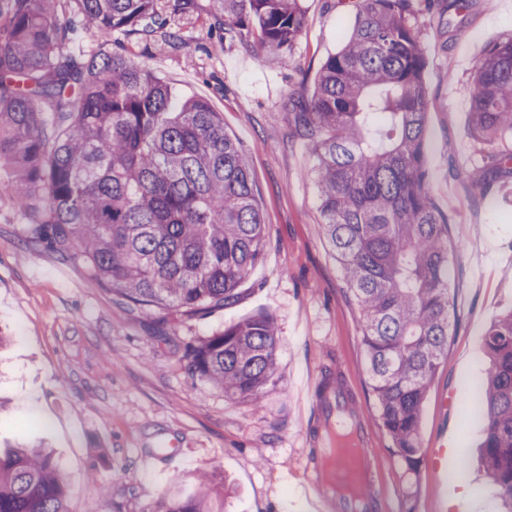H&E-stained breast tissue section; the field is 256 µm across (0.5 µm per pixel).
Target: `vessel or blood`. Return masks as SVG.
<instances>
[{
    "label": "vessel or blood",
    "mask_w": 512,
    "mask_h": 512,
    "mask_svg": "<svg viewBox=\"0 0 512 512\" xmlns=\"http://www.w3.org/2000/svg\"><path fill=\"white\" fill-rule=\"evenodd\" d=\"M307 405L313 415L310 444L317 460L309 467V487L317 512H371L372 501L350 495L338 496L334 484L346 479L351 469H358L365 482L374 480V461L365 413H358L345 444L335 441L336 385L325 377H312L307 388Z\"/></svg>",
    "instance_id": "1"
}]
</instances>
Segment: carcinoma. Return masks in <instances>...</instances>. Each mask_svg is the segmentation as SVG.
<instances>
[{"label": "carcinoma", "instance_id": "1", "mask_svg": "<svg viewBox=\"0 0 512 512\" xmlns=\"http://www.w3.org/2000/svg\"><path fill=\"white\" fill-rule=\"evenodd\" d=\"M224 38L254 39L278 64L305 23L302 0H214ZM422 0H359L355 25L292 100L290 124L316 163L322 230L346 299L359 313L377 421L410 468L423 400L455 314L448 268L457 248L427 188V67L415 17ZM108 38L124 29L173 45L158 0H72ZM55 0H10L0 30V162L33 238L81 264L89 282L137 306L188 318L238 299L263 258L265 220L242 148L205 100L177 106L170 86L121 53L80 57ZM470 132L484 148L485 192L512 176V36L477 63ZM273 319L239 321L185 353L189 370L258 402L276 369ZM482 463L512 512V313L488 331ZM53 453L0 451V512H68ZM151 512H209L206 497Z\"/></svg>", "mask_w": 512, "mask_h": 512}]
</instances>
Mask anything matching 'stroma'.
<instances>
[{"instance_id": "35a3bbf8", "label": "stroma", "mask_w": 512, "mask_h": 512, "mask_svg": "<svg viewBox=\"0 0 512 512\" xmlns=\"http://www.w3.org/2000/svg\"><path fill=\"white\" fill-rule=\"evenodd\" d=\"M433 0L416 17L428 65L424 167L428 190L461 250L451 266L455 318L448 351L423 403L415 469L374 423L375 399L357 309L324 240L315 159L288 122L292 95L310 93L326 58L350 33L357 0H303L306 25L282 64L259 43L229 40L214 0L172 16L182 45L77 29L68 49L120 52L167 82L177 102L204 99L242 147L266 224L263 258L237 301L179 319L92 286L84 268L29 233L0 164V445L50 447L68 486L69 512H148L161 497L197 491L211 475V512H312L307 485V385L325 372L350 387L371 419L379 512H466L445 476H463L498 512L480 470L485 420L477 382L489 363L485 335L512 311V179L478 195L483 153L469 136L468 78L486 51L512 36V0ZM267 314L279 337L276 370L261 401L225 395L191 373L186 350L241 319ZM454 438L448 466L440 446ZM176 443V459L163 444ZM469 459V470L460 467Z\"/></svg>"}]
</instances>
